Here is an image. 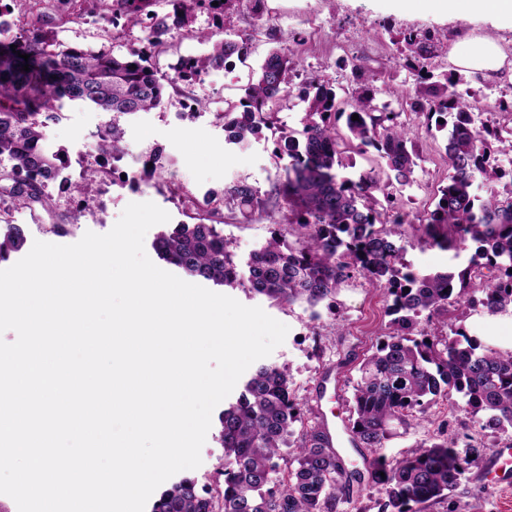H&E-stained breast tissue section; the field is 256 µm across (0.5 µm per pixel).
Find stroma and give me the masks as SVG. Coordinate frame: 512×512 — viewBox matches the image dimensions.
<instances>
[{
	"label": "stroma",
	"instance_id": "35a3bbf8",
	"mask_svg": "<svg viewBox=\"0 0 512 512\" xmlns=\"http://www.w3.org/2000/svg\"><path fill=\"white\" fill-rule=\"evenodd\" d=\"M192 27L218 39L248 40L247 58L208 70L195 81L178 82L174 75L179 58L207 54L211 45L181 35L168 40L152 60L157 76L167 82L163 107L117 118L123 130V155L115 172L124 176V184L114 186L106 178L98 181L86 211L72 223L67 235L55 232L53 226L71 202L83 200L82 171L101 160L93 146L97 127L106 117L89 107L65 103L61 117L49 121L46 131L51 149L65 151L69 162L45 188L46 195L56 200L57 209L11 200L0 203L1 228L21 225L29 246L37 240L68 245L88 231L109 232L128 203L150 201L170 215L168 222L153 226L145 236V251L152 258L160 231L195 224L203 218V211L188 209V201H202L206 192L236 181L270 193L285 166L274 155V135L268 133L240 144L225 143L222 113L226 104L243 97L266 56L276 49H292L296 62L290 74L291 91L276 108L278 126L300 128L305 109L300 92L315 76L340 95L363 85L377 87L379 101L400 112L401 122L415 135L420 160L413 180L406 186L389 184L377 193L378 210L424 215L434 209L438 191L447 185L450 174L443 132L428 126L424 115L410 111L405 104L415 86V76L400 54L405 34L433 33L430 69L451 76L462 94L476 95L482 121L499 127L503 135L512 134V71L489 77L461 70L449 60L458 41L484 33L495 37L512 56V29L494 27L486 17L448 19L421 7L404 12L388 7L385 0H256L252 6L245 0H226L221 13H196ZM52 31L63 44L95 49L106 45L121 55L142 49L147 35L141 23L122 21L106 27L100 13L86 12L76 18L68 10L57 17ZM357 58L364 64L363 71L353 69ZM197 100L206 109L196 123L177 126L171 122L172 111ZM157 145L165 148L163 168L150 176L143 161ZM291 219L285 205L272 203L266 212L254 213L247 220L237 213L225 214L217 230L229 241L238 269L244 274L253 251L273 233L291 236ZM399 244L405 263L420 272L441 270L468 259L464 252L418 245L417 233L409 224L403 226ZM227 294L244 305L261 307L288 326L284 343L267 361L286 368L295 397L305 405L306 423L325 415L344 425L350 415L358 365L374 350L378 336L388 331L390 318L382 292L362 278H352L342 284L334 302L314 309L302 302L279 306L240 287L228 289ZM455 325L482 346L502 352L512 344V318L507 313L491 315L478 307L465 311ZM471 426L465 401L454 392L424 418L407 427H395L383 448L348 445L339 453L346 465L362 468L379 455L402 458L444 429L463 433ZM479 438L484 445L479 466L465 471L446 498L425 504L421 512H512V489H494L486 484L488 465L502 443L512 442V429H487Z\"/></svg>",
	"mask_w": 512,
	"mask_h": 512
}]
</instances>
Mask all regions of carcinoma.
Segmentation results:
<instances>
[{"label":"carcinoma","mask_w":512,"mask_h":512,"mask_svg":"<svg viewBox=\"0 0 512 512\" xmlns=\"http://www.w3.org/2000/svg\"><path fill=\"white\" fill-rule=\"evenodd\" d=\"M222 0H167L172 13L149 16L146 45L130 55L65 46L45 30L53 18L37 11L19 34L0 40V156L12 162L8 194L30 205H49L46 182L65 163L62 154L45 146V120L57 115L65 102H80L98 112L136 114L164 102L165 86L151 66L159 38L185 31L212 42L209 53L181 59L170 83L191 81L209 69H220L233 57L248 54L247 43L212 40L190 28L196 11L215 9ZM150 0H114L110 24L121 18L139 20ZM407 67L416 83L409 107L427 120H442L447 130L444 154L451 175L440 190L435 208L418 219L422 240L456 252L471 251L462 268L434 273L414 272L401 260L394 237L406 222L401 213L376 208L382 190L379 173L371 169L352 179L340 175L351 166L346 152L374 149L385 161L387 179L407 185L419 155L411 131L400 113L376 102L375 92L357 89L347 98L315 79L302 91L306 104L302 129L275 126V107L290 93L292 52L274 50L264 59L256 81L245 88L237 104L224 110V127L236 142L278 134L275 156L288 157L284 176L274 186L298 226L294 243L278 233L251 256L250 277L237 271L230 244L214 224L181 225L159 234L154 248L160 259L186 274L229 288L242 287L277 305L304 302L315 308L333 301L341 284L359 276L384 291L391 303L393 331L378 338L375 350L359 367L347 423L357 448H381L396 425H406L455 391L465 399L480 428H512V353L502 354L464 337L442 339L417 329L427 312L482 307L494 315L512 308V190L508 196L478 199L476 185L501 177L494 156L512 145L499 133L475 124L479 100H467L455 82L438 79L428 68L434 48L431 35L404 37ZM17 46L12 52L11 46ZM27 54L24 60L18 54ZM29 64V70L22 65ZM359 120H352L353 115ZM346 118L347 134L337 123ZM102 155L121 154L123 131L112 121L97 131ZM224 200L243 217L266 210L268 199L252 185L238 181L224 187ZM24 231L14 225L0 237V261L24 245ZM303 408L290 389L285 369L271 364L256 367L235 403L220 417L224 447L223 483L215 495L189 479L154 503L152 512H335L338 496L350 482L362 479L350 471L330 447L319 426L292 440ZM293 449L294 463L279 471L276 459ZM481 445L468 434L448 433L437 442H423L410 455L390 460L377 456L368 473L386 486L392 512H412L448 495L464 470L477 464Z\"/></svg>","instance_id":"carcinoma-1"}]
</instances>
